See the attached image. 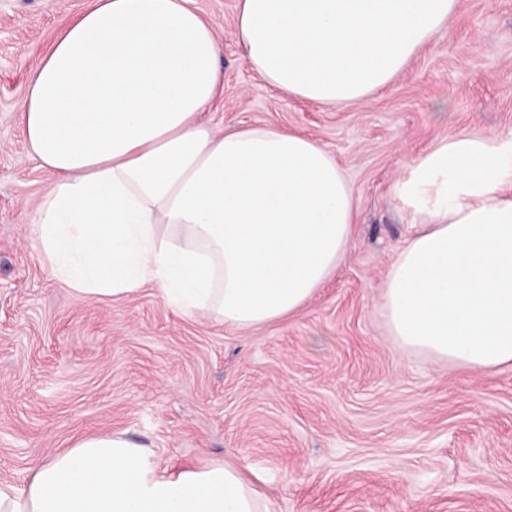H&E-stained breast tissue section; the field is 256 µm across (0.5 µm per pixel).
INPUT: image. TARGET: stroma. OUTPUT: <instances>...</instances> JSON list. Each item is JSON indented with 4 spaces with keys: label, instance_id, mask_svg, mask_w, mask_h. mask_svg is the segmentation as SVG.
Masks as SVG:
<instances>
[{
    "label": "stroma",
    "instance_id": "35a3bbf8",
    "mask_svg": "<svg viewBox=\"0 0 512 512\" xmlns=\"http://www.w3.org/2000/svg\"><path fill=\"white\" fill-rule=\"evenodd\" d=\"M90 4L0 0V482L24 486L79 439L123 433L164 469L247 460L271 512H512V366L472 373L400 352L381 297L413 231L392 191L405 163L441 138L512 139V0H458L391 86L348 107L267 88L232 36L237 0H194L224 46V88L202 122L311 137L359 204L331 278L252 332L176 312L148 285L75 293L37 257L30 226L54 177L29 153L17 103Z\"/></svg>",
    "mask_w": 512,
    "mask_h": 512
}]
</instances>
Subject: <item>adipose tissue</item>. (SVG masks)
<instances>
[{"mask_svg":"<svg viewBox=\"0 0 512 512\" xmlns=\"http://www.w3.org/2000/svg\"><path fill=\"white\" fill-rule=\"evenodd\" d=\"M457 0H237L247 66L284 97L363 103L391 85ZM222 46L190 0H94L55 39L18 110L54 176L39 259L76 293L144 286L185 313L255 330L300 309L338 267L358 202L303 134L199 123ZM512 142L462 135L393 190L418 232L382 285L401 350L484 373L512 365ZM247 462L175 473L124 435L87 437L0 483V512H270Z\"/></svg>","mask_w":512,"mask_h":512,"instance_id":"obj_1","label":"adipose tissue"}]
</instances>
